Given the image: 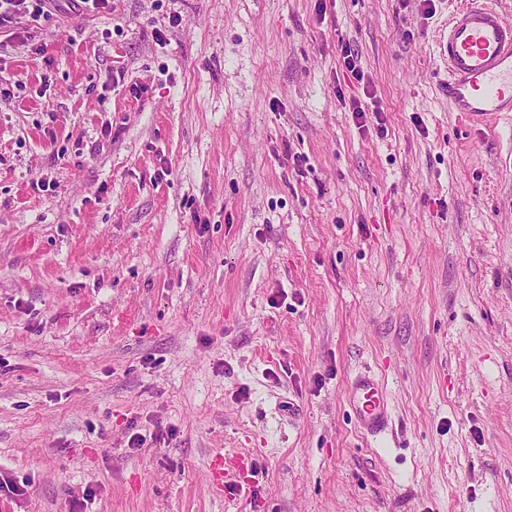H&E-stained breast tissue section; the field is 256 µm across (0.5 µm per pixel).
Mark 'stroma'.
<instances>
[{
  "label": "stroma",
  "mask_w": 512,
  "mask_h": 512,
  "mask_svg": "<svg viewBox=\"0 0 512 512\" xmlns=\"http://www.w3.org/2000/svg\"><path fill=\"white\" fill-rule=\"evenodd\" d=\"M465 2L0 32V512H512V114L438 91ZM348 400L360 430L378 436L388 429L390 407L384 381L371 373H357L348 386ZM235 457L224 455V453H216L210 464V472L213 485L216 489H221L224 484V478L234 476L236 471Z\"/></svg>",
  "instance_id": "stroma-1"
}]
</instances>
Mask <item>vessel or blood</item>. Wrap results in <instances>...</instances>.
Instances as JSON below:
<instances>
[{
  "label": "vessel or blood",
  "instance_id": "obj_1",
  "mask_svg": "<svg viewBox=\"0 0 512 512\" xmlns=\"http://www.w3.org/2000/svg\"><path fill=\"white\" fill-rule=\"evenodd\" d=\"M439 56L447 73L439 91L454 111L472 123L512 112V24L497 8L471 0L452 13L440 36ZM348 400L360 430L371 436L385 433L390 407L380 377L371 373L351 377ZM235 470L233 457L216 453L210 464L215 488H222Z\"/></svg>",
  "mask_w": 512,
  "mask_h": 512
}]
</instances>
